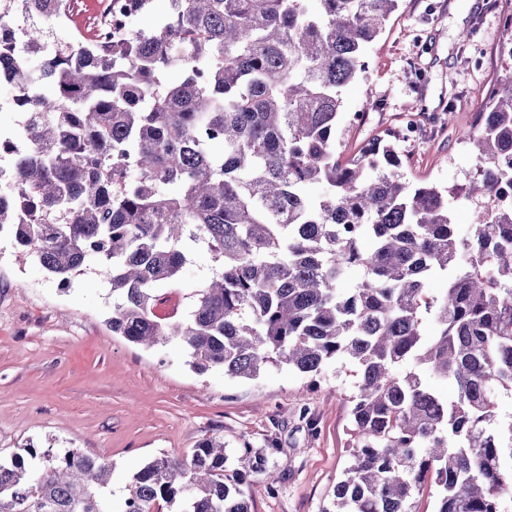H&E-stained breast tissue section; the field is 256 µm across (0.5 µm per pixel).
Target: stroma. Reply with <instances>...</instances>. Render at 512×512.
Masks as SVG:
<instances>
[{
    "instance_id": "1",
    "label": "stroma",
    "mask_w": 512,
    "mask_h": 512,
    "mask_svg": "<svg viewBox=\"0 0 512 512\" xmlns=\"http://www.w3.org/2000/svg\"><path fill=\"white\" fill-rule=\"evenodd\" d=\"M510 13L512 0H401L365 73L342 91V151L390 136L410 180L465 183L475 154L464 137L485 87L512 72L500 56ZM114 302L100 266L63 288L0 238V459L30 445L81 449L111 463L118 504L156 457L185 456L214 435L231 454L273 441L267 473L245 489L250 512H322L349 463L347 369L200 374L177 342L148 349L114 335Z\"/></svg>"
}]
</instances>
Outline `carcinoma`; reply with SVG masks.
Wrapping results in <instances>:
<instances>
[{
  "mask_svg": "<svg viewBox=\"0 0 512 512\" xmlns=\"http://www.w3.org/2000/svg\"><path fill=\"white\" fill-rule=\"evenodd\" d=\"M70 0H0L26 51L0 39L7 77L30 84L45 30ZM164 22L97 41L70 29L25 100L24 142L0 167V233L62 285L103 267L108 324L171 340L199 373L255 378L286 366L355 378L350 462L323 512H507L512 498V78L485 91L466 139L467 183L415 184L389 142L342 157L341 92L399 0H169ZM312 185L320 191L311 195ZM470 206L461 233L455 207ZM192 245L219 270L184 315L156 313ZM363 273L352 288L341 283ZM447 288L432 294L427 282ZM438 382L454 394L441 393ZM276 445L218 437L132 477L122 512H250L244 486ZM39 460L34 467L26 459ZM112 464L78 448L0 463V512H112Z\"/></svg>",
  "mask_w": 512,
  "mask_h": 512,
  "instance_id": "1",
  "label": "carcinoma"
}]
</instances>
